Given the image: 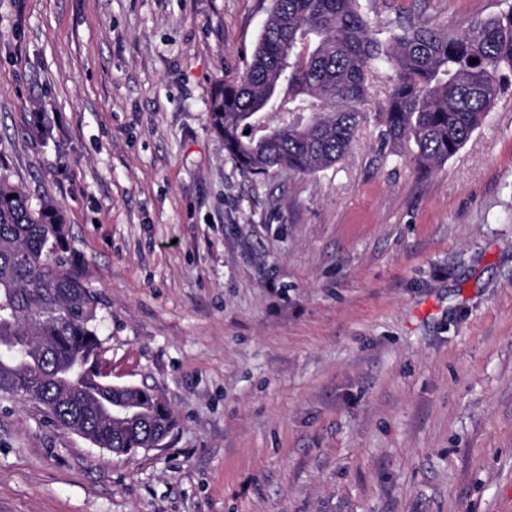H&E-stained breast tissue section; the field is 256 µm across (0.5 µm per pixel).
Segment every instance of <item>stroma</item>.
I'll return each instance as SVG.
<instances>
[{"instance_id":"35a3bbf8","label":"stroma","mask_w":512,"mask_h":512,"mask_svg":"<svg viewBox=\"0 0 512 512\" xmlns=\"http://www.w3.org/2000/svg\"><path fill=\"white\" fill-rule=\"evenodd\" d=\"M270 7L0 0V171L63 210L113 382L180 422L118 457L0 396V512H512V88L426 170L381 149L376 72L333 167L252 176L209 106Z\"/></svg>"}]
</instances>
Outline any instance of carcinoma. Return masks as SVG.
I'll use <instances>...</instances> for the list:
<instances>
[{"instance_id": "cac0c4a2", "label": "carcinoma", "mask_w": 512, "mask_h": 512, "mask_svg": "<svg viewBox=\"0 0 512 512\" xmlns=\"http://www.w3.org/2000/svg\"><path fill=\"white\" fill-rule=\"evenodd\" d=\"M478 63H473V60ZM394 79L381 140L412 142L435 168L480 128L512 86V4L461 30L391 21L378 29L362 0H272L251 62L210 104L224 148L252 175L315 173L350 147L368 76ZM63 215L0 175V393L126 455L178 426L164 396L108 380L97 300L69 257ZM136 415L112 419V406Z\"/></svg>"}]
</instances>
